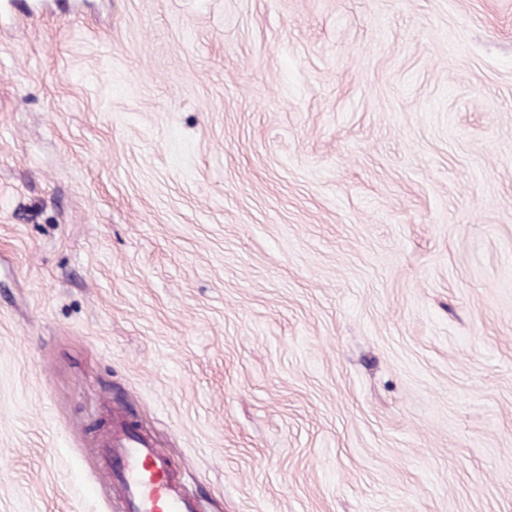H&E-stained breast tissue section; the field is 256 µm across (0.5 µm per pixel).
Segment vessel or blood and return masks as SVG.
<instances>
[{"mask_svg": "<svg viewBox=\"0 0 512 512\" xmlns=\"http://www.w3.org/2000/svg\"><path fill=\"white\" fill-rule=\"evenodd\" d=\"M100 453L106 478L123 493L126 512H202L182 491L168 459L131 427L116 429Z\"/></svg>", "mask_w": 512, "mask_h": 512, "instance_id": "b4317fda", "label": "vessel or blood"}]
</instances>
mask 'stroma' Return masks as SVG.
Returning <instances> with one entry per match:
<instances>
[{
  "instance_id": "stroma-1",
  "label": "stroma",
  "mask_w": 512,
  "mask_h": 512,
  "mask_svg": "<svg viewBox=\"0 0 512 512\" xmlns=\"http://www.w3.org/2000/svg\"><path fill=\"white\" fill-rule=\"evenodd\" d=\"M512 512V0L0 15V512ZM100 453L106 478L123 493L125 512H202L182 491L168 459L131 427L116 429Z\"/></svg>"
}]
</instances>
